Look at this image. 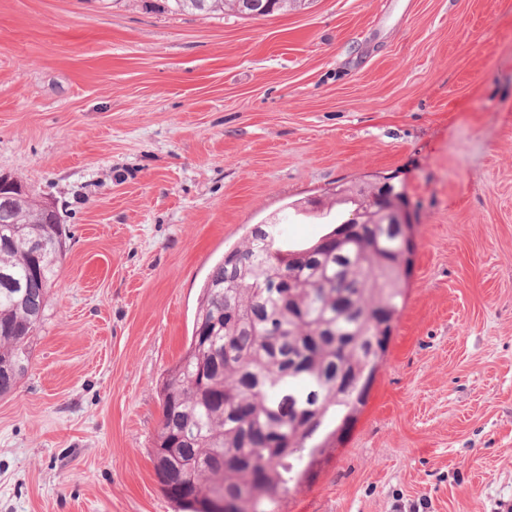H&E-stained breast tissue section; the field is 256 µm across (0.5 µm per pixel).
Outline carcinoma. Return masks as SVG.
<instances>
[{
	"mask_svg": "<svg viewBox=\"0 0 512 512\" xmlns=\"http://www.w3.org/2000/svg\"><path fill=\"white\" fill-rule=\"evenodd\" d=\"M176 12L224 11V0H167ZM355 206L349 219L307 245H292L269 224L217 262L198 302L189 346L163 382L156 458L168 497L179 512H276L281 496L300 485L305 458L318 440L354 421L385 354L403 294L398 228L385 210H406L405 192L378 185L336 190ZM27 195L0 198V365L23 374L28 342L43 318L64 256L61 224L42 223ZM44 241L42 251L29 248ZM297 412L284 418L280 407Z\"/></svg>",
	"mask_w": 512,
	"mask_h": 512,
	"instance_id": "cac0c4a2",
	"label": "carcinoma"
}]
</instances>
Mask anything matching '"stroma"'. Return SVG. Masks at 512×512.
<instances>
[{
  "label": "stroma",
  "instance_id": "35a3bbf8",
  "mask_svg": "<svg viewBox=\"0 0 512 512\" xmlns=\"http://www.w3.org/2000/svg\"><path fill=\"white\" fill-rule=\"evenodd\" d=\"M70 232L0 396V512H175L160 383L251 225L396 177L411 273L366 403L279 512L512 505V0H0V174ZM225 0H167L169 7L176 12L215 13L223 12ZM195 2H198L197 4Z\"/></svg>",
  "mask_w": 512,
  "mask_h": 512
}]
</instances>
